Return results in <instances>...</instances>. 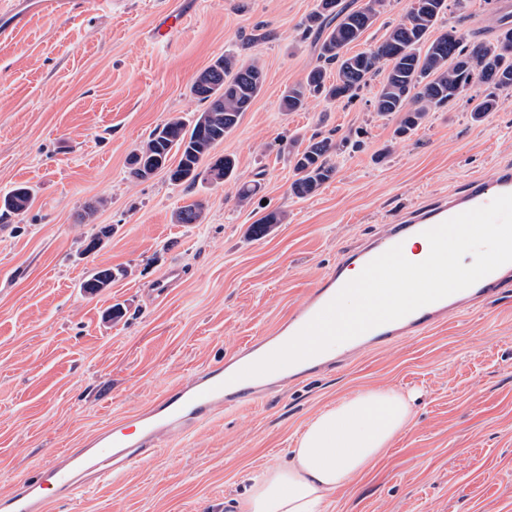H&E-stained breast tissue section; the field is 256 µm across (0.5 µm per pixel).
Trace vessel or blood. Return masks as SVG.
I'll use <instances>...</instances> for the list:
<instances>
[{"label":"vessel or blood","mask_w":512,"mask_h":512,"mask_svg":"<svg viewBox=\"0 0 512 512\" xmlns=\"http://www.w3.org/2000/svg\"><path fill=\"white\" fill-rule=\"evenodd\" d=\"M503 194H512V164L477 174L462 192L439 196L401 214L383 239L337 262L333 273L324 277L270 334L252 338L224 362L200 369L167 389L147 409L130 416L123 428L105 425L83 439L80 447L52 455L35 477L20 481L10 494L0 497V512H46L52 501L73 497L77 489L117 479L140 465L172 433L190 432L218 413L260 402L283 385L339 367L357 346L382 348L424 333L446 323L449 312L467 310L476 301L511 286L512 263H507L464 290L344 342L336 356L320 353L268 374L242 380L237 377L238 372L283 346L306 326L343 288L346 269L366 266L390 248L421 238L424 231Z\"/></svg>","instance_id":"b4317fda"}]
</instances>
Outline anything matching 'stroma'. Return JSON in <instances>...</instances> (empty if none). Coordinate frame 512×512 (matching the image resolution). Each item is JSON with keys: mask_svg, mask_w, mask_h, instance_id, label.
I'll use <instances>...</instances> for the list:
<instances>
[{"mask_svg": "<svg viewBox=\"0 0 512 512\" xmlns=\"http://www.w3.org/2000/svg\"><path fill=\"white\" fill-rule=\"evenodd\" d=\"M317 0H72L32 15L0 42V196L23 184L33 200L0 230V496L55 452L147 406L195 370L272 330L337 259L384 235L407 209L463 190L470 176L512 164V91L482 122L465 100L429 112L412 134L380 117L372 78L353 103L282 107L316 65L320 43L302 24ZM180 15L163 40L165 11ZM512 26V0H467L448 26L490 41ZM257 61L263 87L211 151L233 155L236 177L184 188L164 173L130 176L128 159L167 118L196 117L189 93L217 57ZM347 137L336 174L292 195L291 137ZM243 183L259 184L249 200ZM199 201L203 219L175 223ZM95 205L90 221L77 215ZM280 211L261 237L252 226ZM111 226L97 250L85 247ZM183 280L153 284L173 265ZM109 268V288H80ZM121 319H112L113 307ZM411 398L407 431L325 512H512V287L486 305L349 366L315 375L257 404L166 441L115 482L52 502L48 512H226L250 478L276 465L319 411L363 388Z\"/></svg>", "mask_w": 512, "mask_h": 512, "instance_id": "obj_1", "label": "stroma"}]
</instances>
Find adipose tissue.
I'll use <instances>...</instances> for the list:
<instances>
[{
	"instance_id": "ef3b65f1",
	"label": "adipose tissue",
	"mask_w": 512,
	"mask_h": 512,
	"mask_svg": "<svg viewBox=\"0 0 512 512\" xmlns=\"http://www.w3.org/2000/svg\"><path fill=\"white\" fill-rule=\"evenodd\" d=\"M410 422V405L395 391L367 388L338 401L310 419L284 463L254 478L241 512H321Z\"/></svg>"
}]
</instances>
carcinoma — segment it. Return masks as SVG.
I'll list each match as a JSON object with an SVG mask.
<instances>
[{
	"instance_id": "1",
	"label": "carcinoma",
	"mask_w": 512,
	"mask_h": 512,
	"mask_svg": "<svg viewBox=\"0 0 512 512\" xmlns=\"http://www.w3.org/2000/svg\"><path fill=\"white\" fill-rule=\"evenodd\" d=\"M385 0H366L365 6L346 12L339 0H318L307 19L306 32H324L318 63L308 72L305 81L288 88L282 99L289 112L305 108L311 98L351 102L365 89L382 67H387L385 80L374 98L378 115L399 116L396 134L400 137L416 130L428 113L447 105L462 95L468 96L471 117L479 122L498 107V93L512 89V29L502 30L492 41L468 42L454 27L449 39L440 35L429 39L437 23L454 8L460 10L465 0H418L399 23L387 29L383 40L372 48L349 55L347 47L358 41L375 23ZM336 66V81L326 82V70ZM476 84L486 89L479 95H468ZM263 85V72L256 62L245 63L235 54L217 58L201 72L190 87L194 98L206 108L193 121L171 116L158 125L138 148L145 165L143 171L130 169V174L146 180L163 170L174 185L191 187L206 177L213 183L231 178L236 160L224 155L200 170L202 160L211 149L224 141L258 96ZM349 144L342 138L312 137L303 143L288 140L286 149L295 179L291 192L306 197L317 192L336 173L333 155ZM32 200L30 189L20 185L0 199V223L25 212ZM203 204L193 201L174 213L178 224H198ZM285 219L279 211H271L252 228L256 236L267 233L270 226ZM112 270L102 269L82 283L87 294H96L112 283Z\"/></svg>"
}]
</instances>
